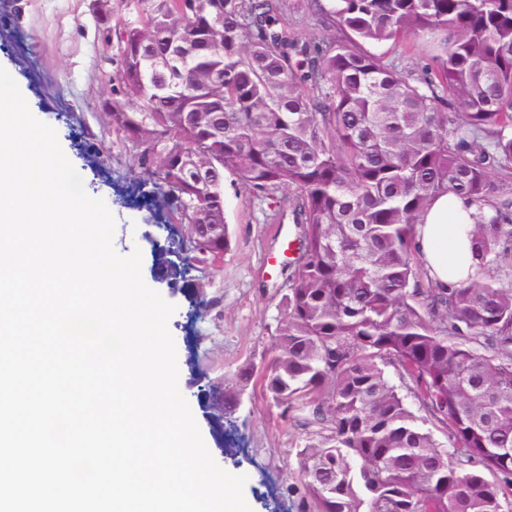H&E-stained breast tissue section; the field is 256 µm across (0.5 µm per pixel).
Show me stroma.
Wrapping results in <instances>:
<instances>
[{
	"label": "stroma",
	"mask_w": 512,
	"mask_h": 512,
	"mask_svg": "<svg viewBox=\"0 0 512 512\" xmlns=\"http://www.w3.org/2000/svg\"><path fill=\"white\" fill-rule=\"evenodd\" d=\"M113 53L89 0H0V67L16 81L34 117L56 130L66 157L85 177L87 193L105 201L116 221L115 250L127 255L140 249L144 282L176 307L168 327L178 385L207 449L220 467L247 475L244 496L252 512H300L301 413L282 414L255 376L233 414L238 432L227 436L199 397L206 386L234 382L244 366H266L270 336L283 316V251L297 228L291 219L275 220L273 207L254 206L250 191L227 176L224 208L232 242L223 261L198 273L195 291L172 294L156 282L158 248L170 247L187 228L167 224L165 212L119 202L142 173L129 165L132 147L113 132L103 108L115 96ZM87 139L101 150L97 164L81 149ZM201 297L207 306L198 315L194 307Z\"/></svg>",
	"instance_id": "1"
}]
</instances>
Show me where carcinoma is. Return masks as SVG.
Returning a JSON list of instances; mask_svg holds the SVG:
<instances>
[{
    "label": "carcinoma",
    "mask_w": 512,
    "mask_h": 512,
    "mask_svg": "<svg viewBox=\"0 0 512 512\" xmlns=\"http://www.w3.org/2000/svg\"><path fill=\"white\" fill-rule=\"evenodd\" d=\"M137 3L104 31L137 194L189 229L158 272L230 249L227 172L299 229L264 387L308 429L303 512H512V0ZM408 37L431 50L420 77L365 48ZM444 193L478 207L483 275L437 288L414 235ZM252 375L209 399L232 413Z\"/></svg>",
    "instance_id": "1"
}]
</instances>
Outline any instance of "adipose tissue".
Segmentation results:
<instances>
[{"mask_svg":"<svg viewBox=\"0 0 512 512\" xmlns=\"http://www.w3.org/2000/svg\"><path fill=\"white\" fill-rule=\"evenodd\" d=\"M477 208L448 195L436 197L416 226L419 260L436 287L468 282L479 267L471 251V231Z\"/></svg>","mask_w":512,"mask_h":512,"instance_id":"obj_1","label":"adipose tissue"}]
</instances>
